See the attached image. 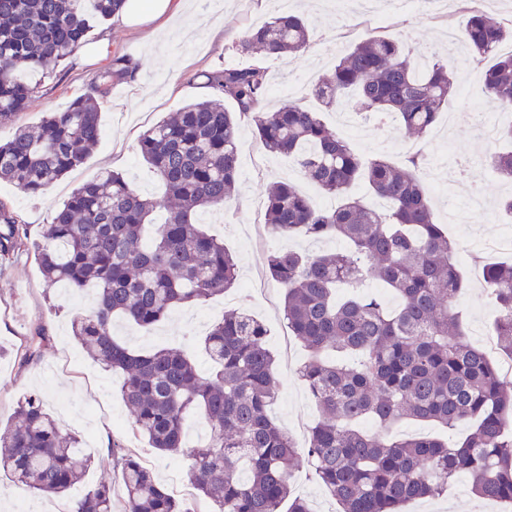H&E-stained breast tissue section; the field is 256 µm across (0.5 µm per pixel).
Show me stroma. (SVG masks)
<instances>
[{
	"instance_id": "35a3bbf8",
	"label": "stroma",
	"mask_w": 512,
	"mask_h": 512,
	"mask_svg": "<svg viewBox=\"0 0 512 512\" xmlns=\"http://www.w3.org/2000/svg\"><path fill=\"white\" fill-rule=\"evenodd\" d=\"M278 5L279 0H223L219 6L214 0H187L168 36H153L156 23L148 17L135 26L108 20L94 27L87 45L61 62L51 77L38 82L18 120L0 123V142H4L13 137L18 126L35 125L89 93L92 82L111 67L115 58L124 57L136 65L132 76L115 83L111 93L99 99L102 139L83 165L37 197L0 182V201L16 212L27 235L39 238L43 225L51 223L73 190L106 170L121 172L140 192L160 195V181L135 151L140 133L186 103L212 98L214 92L206 84L205 72L230 60L231 45L249 27L268 18ZM465 8L464 0H450L444 15L419 4L393 13L387 0H380L377 15L369 16L358 11L357 0H346L342 8L337 0H293L291 11L309 17L315 37L304 52L270 61L271 87L265 104L279 107L295 100L313 106L307 94L309 75L325 74L323 59L337 57L366 38H396L411 47L441 45V59L456 76L455 93L430 133L415 140L414 145L431 161L468 159L478 165L479 177L447 174L433 193L439 224L445 225L458 241L462 254L471 257L483 254L486 243L501 233L499 203L512 195V182L500 180L485 167L489 140L477 130L472 117L481 114L488 120L497 119L503 126L512 122V112L496 113L494 106L480 97L483 65L447 44L464 29ZM104 38L109 41V49L102 57L96 46ZM352 144L365 157L381 154L396 164L407 158L398 140L392 139L375 115L362 116L361 131ZM239 154L241 178L235 196L198 216L199 222L223 239L235 255L239 267L236 286L205 304L174 309L151 332H141L124 321L116 322L114 332L136 350L191 351L199 372L206 376L212 362L202 342L213 324L228 309L250 313L268 329V343L281 382L271 415L302 446L319 411L297 375L307 351L288 328L282 311L284 291L269 283L265 256L285 246L305 249L309 243L302 238L268 235L264 210L268 188L277 179L290 181L316 202L325 201L326 196L307 181L291 158L263 148L250 127L242 129ZM478 191L488 198L487 210L472 214L468 223H449V209L463 208ZM467 272L468 288L462 300L466 339L492 352L496 346L488 325L493 306L482 286V268L471 263ZM81 309L72 297L47 287L33 253L0 257V420L9 421L29 393L36 391L44 396L48 412L62 428L80 436L84 451L93 458L83 481L69 491L72 499L111 479L109 443L113 435L125 432L131 419L120 393V375L91 360L72 334V318ZM40 325L46 326L51 340L34 360L22 363L19 339ZM290 483L294 494L304 497L313 512H337L336 502L312 478L306 457H299ZM406 512H505V508L477 499L468 481L459 478L444 495L411 502Z\"/></svg>"
}]
</instances>
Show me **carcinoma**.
I'll return each mask as SVG.
<instances>
[{
	"mask_svg": "<svg viewBox=\"0 0 512 512\" xmlns=\"http://www.w3.org/2000/svg\"><path fill=\"white\" fill-rule=\"evenodd\" d=\"M125 3L0 0V121L18 118L35 89L32 78L76 54L92 23ZM312 35L309 20L289 12L249 27L235 44L247 61L205 74L236 110L219 99L194 101L143 132L137 151L162 181L163 196L143 195L122 173L105 172L75 189L33 241L0 201V256L31 250L50 285L90 292V308L73 317V336L95 361L123 375L132 432L162 454L185 457L196 495L214 512H311L289 481L298 448L269 414L280 383L262 321L224 312L204 338L217 365L207 377L182 351L139 353L112 335L117 317L148 333L174 308L201 304L235 285L234 255L202 230L197 216L234 193L237 138L247 122L266 150L294 158L311 183L339 199L323 208L278 181L266 205V224L276 236L346 243L336 252L284 248L267 257L270 277L285 289L288 328L309 351L299 376L322 412L304 448L317 481L340 512H405L410 501L442 495L457 476L467 477L477 496L512 504V380L487 351L464 339L456 310L467 290L459 247L436 222L423 159L397 166L381 155L364 158L320 113L293 102L274 111L263 104L269 76L256 55L299 53ZM462 38L468 55L493 59L482 96L512 104V53L500 54L512 25L472 9ZM115 65L93 82L92 93L0 144V180L35 196L81 165L102 135L97 97L128 71L122 59ZM453 89L435 54L407 52L399 40L380 36L352 46L331 76L310 86L326 108L392 115L399 130L416 135L436 123ZM489 166L511 180L512 150L489 154ZM359 185L389 210L369 206L355 193ZM484 278L492 288L497 347L512 359V264H489ZM366 282L394 293L398 304L389 308L378 294L336 296L340 287ZM49 340L43 328L24 337L23 360ZM192 411L204 417L210 438L188 447L184 424ZM365 419L379 431L357 428ZM402 419L473 427L453 445L438 437H390ZM109 448L124 512H191L123 437H112ZM91 465L78 437L59 426L36 393L0 428V471L17 485L60 495ZM113 494L114 485L101 484L74 501L71 512H112Z\"/></svg>",
	"mask_w": 512,
	"mask_h": 512,
	"instance_id": "1",
	"label": "carcinoma"
}]
</instances>
